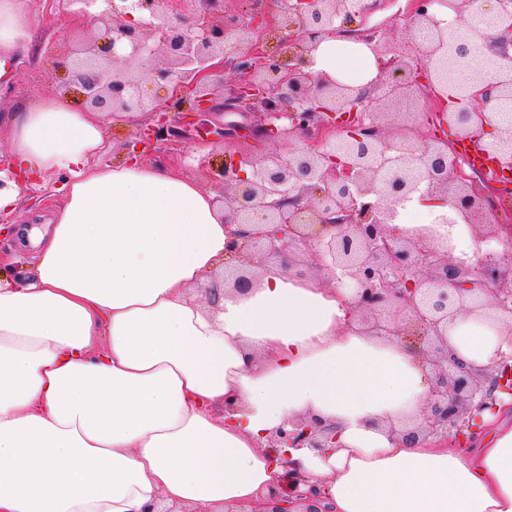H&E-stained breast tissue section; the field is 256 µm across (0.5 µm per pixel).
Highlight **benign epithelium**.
Here are the masks:
<instances>
[{
    "mask_svg": "<svg viewBox=\"0 0 512 512\" xmlns=\"http://www.w3.org/2000/svg\"><path fill=\"white\" fill-rule=\"evenodd\" d=\"M104 8L96 13V2ZM490 19L498 63L486 73L487 86L454 99L438 113L431 133L388 134L380 123L386 103L407 92L425 102L445 99L448 79L479 53L488 35L461 47L451 27L437 18L440 0H410L407 28L427 32L411 62L393 55L382 62L373 88H352L325 73L306 70L308 55L326 37L342 33L381 55L382 25H369L372 8L361 0H277L280 19L260 7L230 9L226 0H61L62 8L88 20L98 34L59 56L81 105L107 118L140 115L130 158L188 130L208 112H255L256 127L224 125V139L267 142V152L234 154L217 169L225 227L229 229L224 284L247 292L257 283L255 266L292 265L297 250L318 256L336 287L349 292L361 332L386 336L415 353L430 382L428 399L416 422L387 425L395 440H460L471 422L497 408V393L512 394V356L490 372L464 365L448 340L459 317L480 315L473 300L512 317V260L488 248L475 263L461 260L444 236L418 241L391 233L397 207L413 195L430 204L453 200L458 221L486 229V243L499 241L496 214L512 196V178L498 175L481 186L461 164L458 146L476 142L505 172L512 171V129L490 139L476 132L487 126L490 103L512 99V23L508 5ZM475 0H450L453 24L463 25ZM281 32L279 51L267 50L265 36ZM231 72L238 83L217 102L214 77ZM165 91L151 96L148 87ZM336 444V425L320 419L285 422L268 448L285 470L267 493L264 512H328L288 449L325 453Z\"/></svg>",
    "mask_w": 512,
    "mask_h": 512,
    "instance_id": "benign-epithelium-1",
    "label": "benign epithelium"
}]
</instances>
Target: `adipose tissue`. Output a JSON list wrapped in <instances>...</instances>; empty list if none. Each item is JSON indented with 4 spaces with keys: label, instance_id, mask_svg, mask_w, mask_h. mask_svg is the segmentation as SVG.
<instances>
[{
    "label": "adipose tissue",
    "instance_id": "obj_1",
    "mask_svg": "<svg viewBox=\"0 0 512 512\" xmlns=\"http://www.w3.org/2000/svg\"><path fill=\"white\" fill-rule=\"evenodd\" d=\"M26 25L20 0H0V79ZM310 59L356 88L381 69L343 37ZM4 120L19 175L1 213L35 204L30 177L68 179L46 225L22 231L33 277L0 282V512H144L159 498L262 512L282 474L266 439L310 416L335 423L336 446L291 456L330 512H512V412L484 413L466 448L392 440L376 421L417 414L429 382L412 351L358 332L342 290L277 265L224 291V212L197 180L101 164V114L61 94ZM200 285L220 289L216 306ZM448 336L470 366L512 354L500 314Z\"/></svg>",
    "mask_w": 512,
    "mask_h": 512
}]
</instances>
